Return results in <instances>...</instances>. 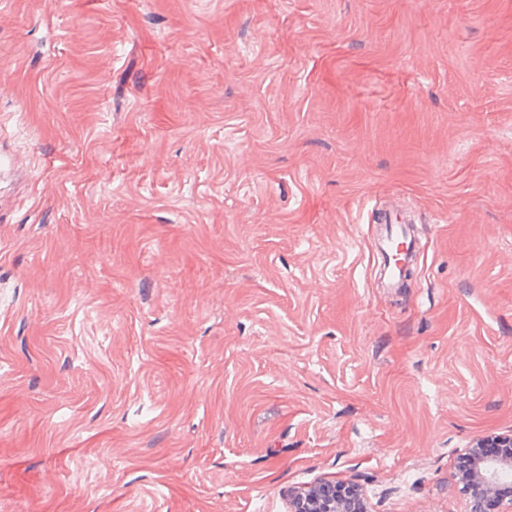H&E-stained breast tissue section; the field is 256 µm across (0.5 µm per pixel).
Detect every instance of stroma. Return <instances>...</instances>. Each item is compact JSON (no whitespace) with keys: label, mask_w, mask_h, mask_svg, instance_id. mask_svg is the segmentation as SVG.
<instances>
[{"label":"stroma","mask_w":512,"mask_h":512,"mask_svg":"<svg viewBox=\"0 0 512 512\" xmlns=\"http://www.w3.org/2000/svg\"><path fill=\"white\" fill-rule=\"evenodd\" d=\"M510 431L512 0H0V512H468ZM378 223L385 224V231L376 241V250L383 259L384 278L389 288H400L403 271L407 263L414 264L416 259L414 242L408 224L399 223L397 214L379 210ZM404 244L411 248L410 255L406 251L399 254V246ZM489 438H496L498 448H483ZM482 448L485 457L479 451ZM502 448H510L508 456L495 457L501 453ZM467 467L458 473V485L467 494L472 493L470 501L471 512H483L484 498L491 494L498 486L501 476L512 472V434L496 436H479L474 438L469 448ZM335 484H320L308 491L294 494L289 501V512H368L364 499L354 486L356 496L337 498Z\"/></svg>","instance_id":"stroma-1"}]
</instances>
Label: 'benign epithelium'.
<instances>
[{"mask_svg":"<svg viewBox=\"0 0 512 512\" xmlns=\"http://www.w3.org/2000/svg\"><path fill=\"white\" fill-rule=\"evenodd\" d=\"M489 440L487 436L474 438L469 448L467 467L458 473V484L472 493L470 512H483L484 498L498 486L501 476L512 472V452L504 457H485L480 449ZM289 512H368L361 494L351 498L336 497L334 485L320 484L308 491L294 494L289 501Z\"/></svg>","mask_w":512,"mask_h":512,"instance_id":"obj_1","label":"benign epithelium"}]
</instances>
